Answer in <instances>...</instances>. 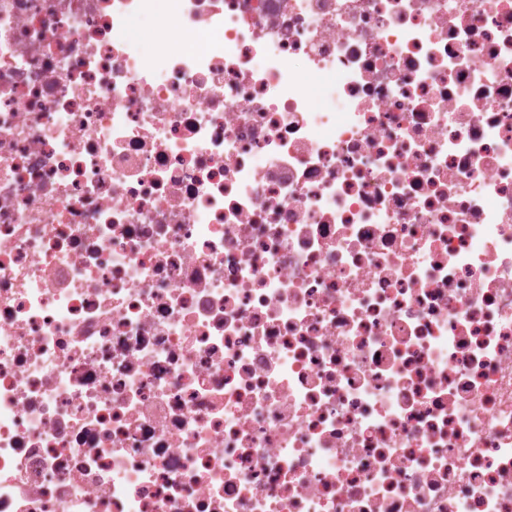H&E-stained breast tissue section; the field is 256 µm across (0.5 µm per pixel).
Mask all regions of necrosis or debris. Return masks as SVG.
<instances>
[{"label": "necrosis or debris", "instance_id": "necrosis-or-debris-1", "mask_svg": "<svg viewBox=\"0 0 512 512\" xmlns=\"http://www.w3.org/2000/svg\"><path fill=\"white\" fill-rule=\"evenodd\" d=\"M0 512H512V0H0Z\"/></svg>", "mask_w": 512, "mask_h": 512}]
</instances>
